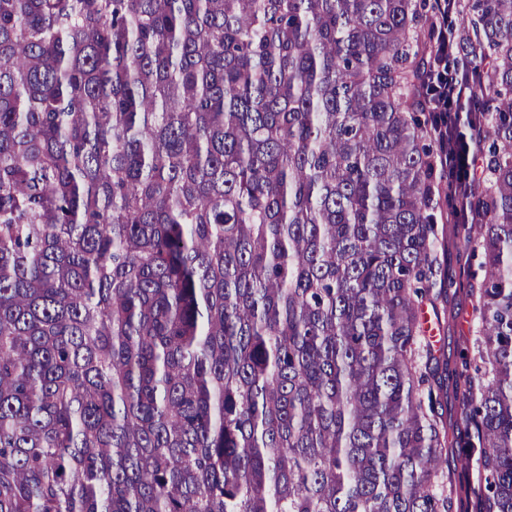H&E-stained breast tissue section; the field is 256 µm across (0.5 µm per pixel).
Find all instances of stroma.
<instances>
[{"label":"stroma","mask_w":512,"mask_h":512,"mask_svg":"<svg viewBox=\"0 0 512 512\" xmlns=\"http://www.w3.org/2000/svg\"><path fill=\"white\" fill-rule=\"evenodd\" d=\"M435 254L437 257L434 279L446 286L447 293L437 302H423L420 311L429 323L425 339L449 370L457 374L456 381L448 385V433L463 435L468 428L462 420L466 403L465 390L477 385L475 370L465 369L459 353L466 338L474 336L478 317L469 298L472 289L478 288L482 279L479 269L480 255L464 243L465 231L452 220L449 207L437 212ZM448 483L453 488L452 512H471L475 500L473 491L479 486L476 469H461L456 449L448 451Z\"/></svg>","instance_id":"stroma-1"}]
</instances>
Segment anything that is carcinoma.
Returning a JSON list of instances; mask_svg holds the SVG:
<instances>
[{"instance_id": "cac0c4a2", "label": "carcinoma", "mask_w": 512, "mask_h": 512, "mask_svg": "<svg viewBox=\"0 0 512 512\" xmlns=\"http://www.w3.org/2000/svg\"><path fill=\"white\" fill-rule=\"evenodd\" d=\"M426 0H0V512H450L417 346L448 58ZM489 141L464 357L512 512V0L459 4Z\"/></svg>"}]
</instances>
